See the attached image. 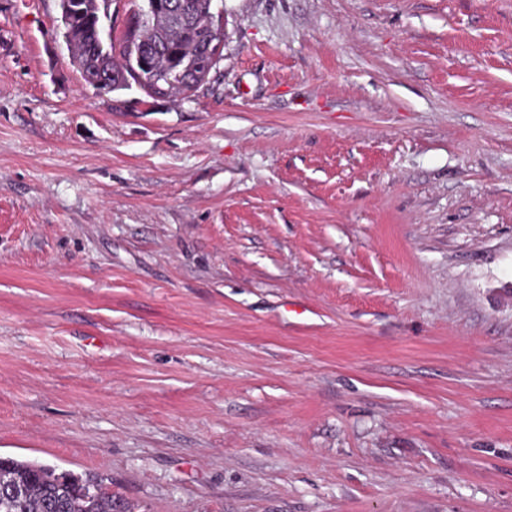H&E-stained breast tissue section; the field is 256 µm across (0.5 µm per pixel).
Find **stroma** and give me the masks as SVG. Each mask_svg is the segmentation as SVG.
Instances as JSON below:
<instances>
[{"mask_svg":"<svg viewBox=\"0 0 512 512\" xmlns=\"http://www.w3.org/2000/svg\"><path fill=\"white\" fill-rule=\"evenodd\" d=\"M186 99L0 0V457L134 512H512V0H216Z\"/></svg>","mask_w":512,"mask_h":512,"instance_id":"35a3bbf8","label":"stroma"}]
</instances>
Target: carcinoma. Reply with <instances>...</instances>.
<instances>
[{
	"label": "carcinoma",
	"mask_w": 512,
	"mask_h": 512,
	"mask_svg": "<svg viewBox=\"0 0 512 512\" xmlns=\"http://www.w3.org/2000/svg\"><path fill=\"white\" fill-rule=\"evenodd\" d=\"M213 0H164L148 10L138 44L107 31L112 0H75L61 18L63 37L86 84L100 94L137 86L146 97L187 98L216 68L207 37ZM0 512H131L103 480L35 462L0 458Z\"/></svg>",
	"instance_id": "obj_1"
}]
</instances>
